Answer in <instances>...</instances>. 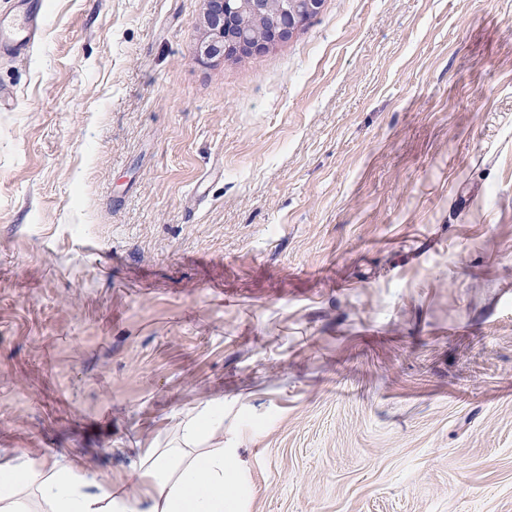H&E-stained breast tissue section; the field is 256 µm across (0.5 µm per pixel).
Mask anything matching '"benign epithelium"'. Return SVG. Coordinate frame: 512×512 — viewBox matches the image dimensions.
<instances>
[{"mask_svg":"<svg viewBox=\"0 0 512 512\" xmlns=\"http://www.w3.org/2000/svg\"><path fill=\"white\" fill-rule=\"evenodd\" d=\"M197 60L249 56L283 42L321 14L325 0H204Z\"/></svg>","mask_w":512,"mask_h":512,"instance_id":"1","label":"benign epithelium"}]
</instances>
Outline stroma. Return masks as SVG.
Segmentation results:
<instances>
[{"mask_svg":"<svg viewBox=\"0 0 512 512\" xmlns=\"http://www.w3.org/2000/svg\"><path fill=\"white\" fill-rule=\"evenodd\" d=\"M0 0V458L224 400L241 512H512V0ZM204 33L196 45L197 60L212 63L265 52L321 14L325 0H204ZM247 14L257 28L236 25Z\"/></svg>","mask_w":512,"mask_h":512,"instance_id":"stroma-1","label":"stroma"}]
</instances>
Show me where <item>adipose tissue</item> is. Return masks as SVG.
<instances>
[{
    "label": "adipose tissue",
    "instance_id": "obj_1",
    "mask_svg": "<svg viewBox=\"0 0 512 512\" xmlns=\"http://www.w3.org/2000/svg\"><path fill=\"white\" fill-rule=\"evenodd\" d=\"M223 434L224 401L213 398L184 415L169 443L136 449L126 478L18 455L0 462V512H239Z\"/></svg>",
    "mask_w": 512,
    "mask_h": 512
}]
</instances>
